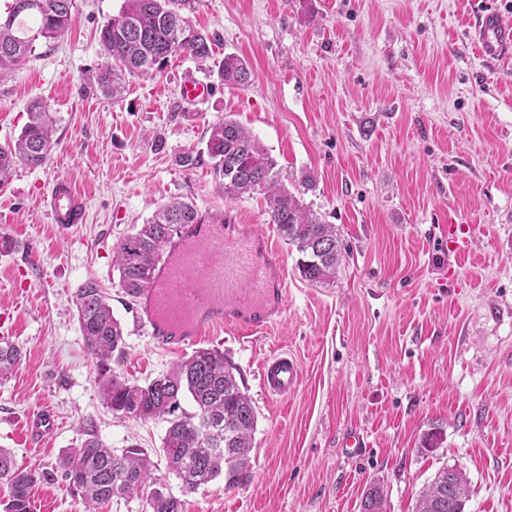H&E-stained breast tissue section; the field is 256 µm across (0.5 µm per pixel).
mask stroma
Listing matches in <instances>:
<instances>
[{
    "instance_id": "35a3bbf8",
    "label": "stroma",
    "mask_w": 512,
    "mask_h": 512,
    "mask_svg": "<svg viewBox=\"0 0 512 512\" xmlns=\"http://www.w3.org/2000/svg\"><path fill=\"white\" fill-rule=\"evenodd\" d=\"M75 22L0 80V145L42 98L57 144L45 167L17 168L0 190V328L23 357L0 382V448L52 472L32 489L33 512H85L59 472L85 435L114 451L137 444L158 463L182 512H362L370 483L387 512H412L443 467L469 481L466 512H512V58L485 67L469 39L476 0H199L189 19L216 35L206 65L172 55L159 73L126 76L121 96L94 88L105 58L97 31L123 0H74ZM244 58L249 87L224 85L225 55ZM198 79L210 94L184 102ZM232 118L277 162L286 184L310 175L303 198L335 225L345 248L333 284L312 286L298 254L278 243L287 272L283 320L255 337L202 339L240 371L257 414L252 477L181 494L160 454L166 425L112 413L75 318L89 278L111 295L126 347L112 368L144 383L182 351L154 348L133 326L113 248L173 199L276 235L266 200L227 199L204 157L209 124ZM202 155L191 169L181 153ZM67 178L87 200L83 224L63 232L41 205ZM473 225L470 255L439 252L437 224ZM301 365L298 390L276 400L259 374L270 356ZM59 415L38 446L17 435L40 405ZM356 429L360 454L340 443ZM441 441L425 451L428 433Z\"/></svg>"
}]
</instances>
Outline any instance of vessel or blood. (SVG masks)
<instances>
[{"instance_id": "1", "label": "vessel or blood", "mask_w": 512, "mask_h": 512, "mask_svg": "<svg viewBox=\"0 0 512 512\" xmlns=\"http://www.w3.org/2000/svg\"><path fill=\"white\" fill-rule=\"evenodd\" d=\"M471 41L478 58L490 66L512 54V24L491 0L474 14ZM54 224L66 229L83 223L86 198L69 180H54L44 198ZM467 224L440 225L438 249L460 259L471 246ZM286 269L269 236L232 218L180 227L169 250L158 261L149 288L137 300L136 325L162 350L197 344L213 328L264 333L285 310ZM298 360L280 353L260 369L264 392L284 399L300 382ZM55 429L54 415L44 408L31 414L26 436L38 441Z\"/></svg>"}]
</instances>
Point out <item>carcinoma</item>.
<instances>
[{
	"label": "carcinoma",
	"mask_w": 512,
	"mask_h": 512,
	"mask_svg": "<svg viewBox=\"0 0 512 512\" xmlns=\"http://www.w3.org/2000/svg\"><path fill=\"white\" fill-rule=\"evenodd\" d=\"M74 0H12L0 14V76L34 54L36 42H51L72 26ZM196 0H123L118 14L99 31L105 57L97 85L106 95L121 91L116 68L129 73L160 72L169 57L185 53L199 63L213 54L215 37L194 28L185 12ZM219 75L226 84L247 87L251 70L234 54L224 55ZM54 119L39 100L32 101L29 121L16 139L0 146V188L16 167L41 168L55 146ZM206 153L216 180L230 198L262 192L269 223L299 255L297 269L312 285L336 279L343 251L333 224H328L284 184L269 152L237 121L224 118L207 129ZM198 223L196 206L175 199L157 208L152 218L136 225L113 249V268L129 298L140 296L152 279L157 259L181 224ZM76 317L84 344L95 362L99 393L108 409L136 421L160 419L166 423L161 451L166 469L180 481L181 491L192 493L221 477L231 491L250 477L253 437L258 417L239 370L212 348H198L158 377L140 385L112 371V358L125 348L124 329L112 315L104 288L95 279L76 290ZM16 345L0 342V380H6L20 362ZM69 486L79 491L86 512L121 496L148 492L150 512H182V501L170 488L157 491L155 463L138 445L121 453L95 436L69 448L61 459ZM45 474L17 464L0 448V480L10 485L3 512H33L31 489ZM468 479L457 468L444 467L418 495L413 512H465ZM362 512H386L383 491L370 486Z\"/></svg>",
	"instance_id": "1"
}]
</instances>
